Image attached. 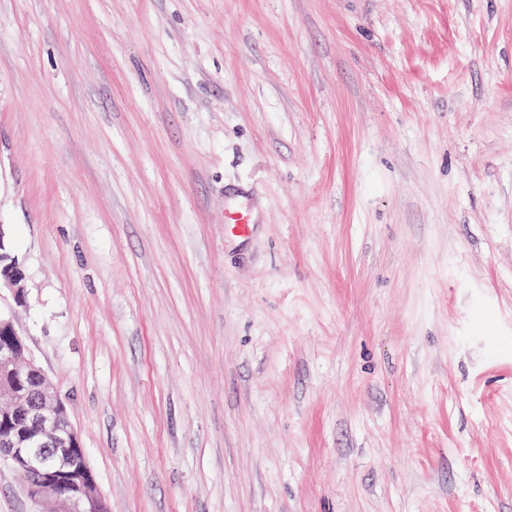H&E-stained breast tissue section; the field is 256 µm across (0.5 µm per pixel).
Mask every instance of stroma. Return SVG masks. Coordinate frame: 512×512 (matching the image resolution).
<instances>
[{
    "label": "stroma",
    "instance_id": "stroma-1",
    "mask_svg": "<svg viewBox=\"0 0 512 512\" xmlns=\"http://www.w3.org/2000/svg\"><path fill=\"white\" fill-rule=\"evenodd\" d=\"M0 224L109 512H512V0H0Z\"/></svg>",
    "mask_w": 512,
    "mask_h": 512
}]
</instances>
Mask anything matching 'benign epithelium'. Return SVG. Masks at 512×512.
Here are the masks:
<instances>
[{"mask_svg":"<svg viewBox=\"0 0 512 512\" xmlns=\"http://www.w3.org/2000/svg\"><path fill=\"white\" fill-rule=\"evenodd\" d=\"M5 231L0 225V288H9L16 299L24 293V273L15 258L3 252ZM0 334L10 337L0 344V372L13 383L0 392L5 405L0 417L11 431L0 437V464L23 478L37 475L35 485L23 484L51 512H97L100 492L69 481L81 437L74 427L57 388L42 369L27 357V345L13 322L0 318Z\"/></svg>","mask_w":512,"mask_h":512,"instance_id":"7a95c632","label":"benign epithelium"}]
</instances>
